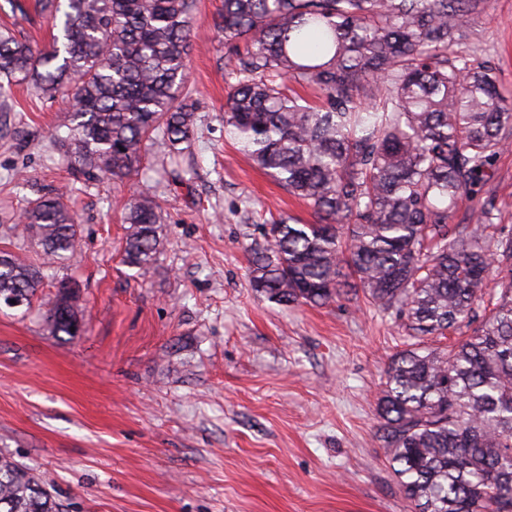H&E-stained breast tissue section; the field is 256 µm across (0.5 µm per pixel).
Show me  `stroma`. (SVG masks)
<instances>
[{
  "instance_id": "1",
  "label": "stroma",
  "mask_w": 512,
  "mask_h": 512,
  "mask_svg": "<svg viewBox=\"0 0 512 512\" xmlns=\"http://www.w3.org/2000/svg\"><path fill=\"white\" fill-rule=\"evenodd\" d=\"M0 23L39 44L51 25L20 0ZM222 0H198L187 88L196 102L177 166L150 145L141 178L161 206L155 264L121 263L125 185H75L81 251L45 269L31 306L0 307V455L48 479L65 512H409L378 440L384 369L404 347L363 297L285 307L249 283V247L279 213L316 217L224 134L229 48ZM460 54L491 61L512 95V0H480ZM71 110L26 83L0 96V250L40 260L21 231L31 202L70 180L53 150ZM512 228V147L485 186ZM80 330L52 335L59 281Z\"/></svg>"
}]
</instances>
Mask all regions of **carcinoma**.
I'll return each instance as SVG.
<instances>
[{
    "instance_id": "carcinoma-1",
    "label": "carcinoma",
    "mask_w": 512,
    "mask_h": 512,
    "mask_svg": "<svg viewBox=\"0 0 512 512\" xmlns=\"http://www.w3.org/2000/svg\"><path fill=\"white\" fill-rule=\"evenodd\" d=\"M476 0H223L214 22L233 49L224 130L317 215H281L250 250L253 290L279 305H325L362 290L418 343L390 360L379 438L414 512H512V229L487 233L483 191L512 144V96L494 69L455 49ZM56 33L40 47L0 30V90L15 79L78 108L54 147L73 181L139 175L146 143L174 155L196 104L186 91L196 0H40ZM317 87L311 105L288 81ZM65 190L23 216L42 265L80 244ZM469 208L474 223L453 224ZM122 262L152 266L161 207L131 196ZM42 287L40 269L0 251V297ZM67 283L51 332L79 329ZM471 334L448 350L429 337ZM49 482L0 457V512H60Z\"/></svg>"
}]
</instances>
